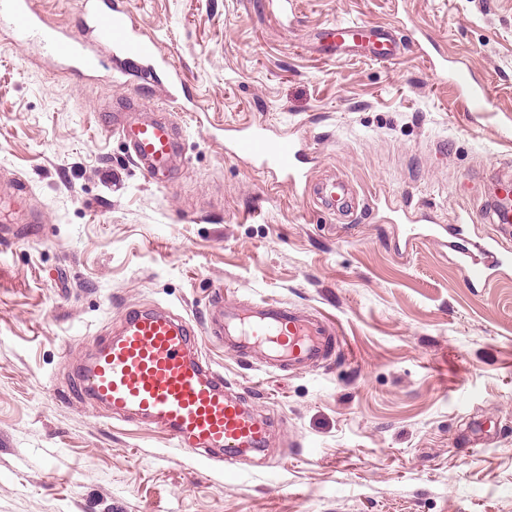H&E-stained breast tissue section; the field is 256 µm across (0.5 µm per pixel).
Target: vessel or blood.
<instances>
[{
    "label": "vessel or blood",
    "instance_id": "b4317fda",
    "mask_svg": "<svg viewBox=\"0 0 512 512\" xmlns=\"http://www.w3.org/2000/svg\"><path fill=\"white\" fill-rule=\"evenodd\" d=\"M81 27L92 41L37 8L35 0H0V28L34 39L47 58L66 65L74 75H94L102 49L139 57L151 56L153 41L144 39L126 12L111 0H80ZM323 35L337 57L379 54L395 58L402 50L390 29L336 25ZM104 121L118 133L144 178L167 166L177 148L172 125L131 124L122 113L109 112ZM225 140L234 156L251 160L272 177L297 188L308 173L297 160L300 138L271 134L260 124L229 126ZM227 340L240 354L263 352L275 365L289 369L317 367L343 350L333 322L325 315L304 314L267 301L228 307L216 297L208 317L196 324L170 312L131 309L116 335L107 337L76 370L77 387L86 398L115 413L145 418L162 427L174 446L188 445L212 453L244 455L268 444L270 424L252 413L240 396L229 394L224 376L204 363L203 336Z\"/></svg>",
    "mask_w": 512,
    "mask_h": 512
}]
</instances>
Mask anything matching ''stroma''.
Masks as SVG:
<instances>
[{"label": "stroma", "instance_id": "35a3bbf8", "mask_svg": "<svg viewBox=\"0 0 512 512\" xmlns=\"http://www.w3.org/2000/svg\"><path fill=\"white\" fill-rule=\"evenodd\" d=\"M296 2L123 0L156 58L87 79L0 29V512H512V267L469 282L466 240L408 249L391 222L467 211L470 239L512 237L484 218L512 182V0ZM337 22L427 51L329 57L315 34ZM441 63L488 86L482 111ZM118 107L181 133L154 180L100 120ZM246 123L303 138L311 182L344 180L351 207L226 153ZM219 285L324 314L345 347L296 372L204 339L272 421L264 452L205 459L77 394L127 308L199 322ZM474 417L497 432L471 448Z\"/></svg>", "mask_w": 512, "mask_h": 512}]
</instances>
